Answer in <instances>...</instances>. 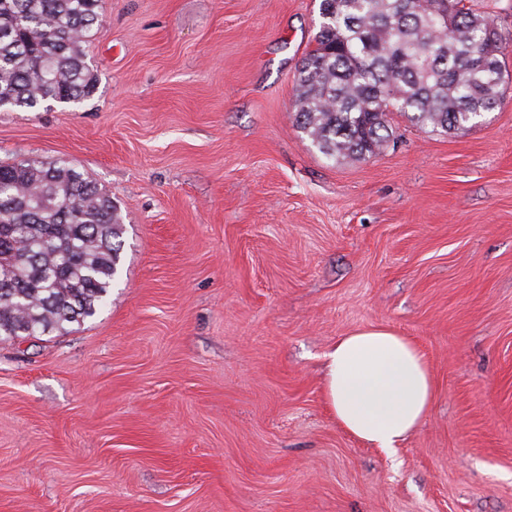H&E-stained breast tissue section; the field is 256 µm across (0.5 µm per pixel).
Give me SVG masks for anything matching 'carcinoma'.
Instances as JSON below:
<instances>
[{
  "instance_id": "obj_1",
  "label": "carcinoma",
  "mask_w": 512,
  "mask_h": 512,
  "mask_svg": "<svg viewBox=\"0 0 512 512\" xmlns=\"http://www.w3.org/2000/svg\"><path fill=\"white\" fill-rule=\"evenodd\" d=\"M102 0H0V107L78 103L96 88L82 49ZM295 122L330 161L379 153L396 110L455 133L501 104L500 38L477 0H320ZM117 206L72 162L0 163V341L61 335L95 316L118 272Z\"/></svg>"
}]
</instances>
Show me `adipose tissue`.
Instances as JSON below:
<instances>
[{
  "label": "adipose tissue",
  "instance_id": "ef3b65f1",
  "mask_svg": "<svg viewBox=\"0 0 512 512\" xmlns=\"http://www.w3.org/2000/svg\"><path fill=\"white\" fill-rule=\"evenodd\" d=\"M325 360L330 412L345 431L373 447L396 448L433 402V380L422 353L391 329H361L341 337Z\"/></svg>",
  "mask_w": 512,
  "mask_h": 512
}]
</instances>
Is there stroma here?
Segmentation results:
<instances>
[{
    "label": "stroma",
    "instance_id": "stroma-1",
    "mask_svg": "<svg viewBox=\"0 0 512 512\" xmlns=\"http://www.w3.org/2000/svg\"><path fill=\"white\" fill-rule=\"evenodd\" d=\"M504 101L335 164L295 123L319 0H104L80 104L0 108V162L65 158L120 207L107 303L0 343V512H512V0ZM414 342L435 382L387 453L325 355Z\"/></svg>",
    "mask_w": 512,
    "mask_h": 512
}]
</instances>
